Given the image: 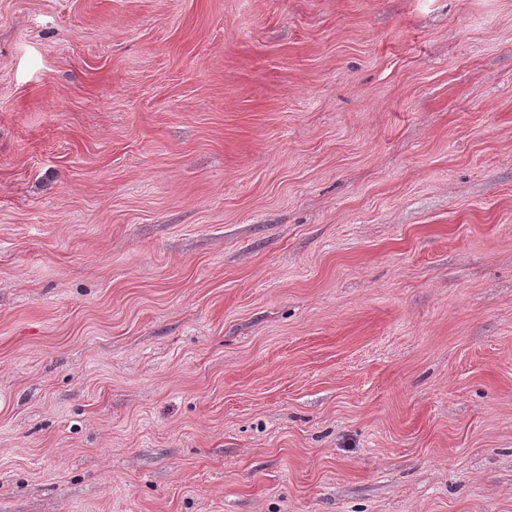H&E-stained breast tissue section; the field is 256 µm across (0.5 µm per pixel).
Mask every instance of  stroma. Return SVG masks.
<instances>
[{"label":"stroma","instance_id":"obj_1","mask_svg":"<svg viewBox=\"0 0 512 512\" xmlns=\"http://www.w3.org/2000/svg\"><path fill=\"white\" fill-rule=\"evenodd\" d=\"M0 512H512V0H0Z\"/></svg>","mask_w":512,"mask_h":512}]
</instances>
